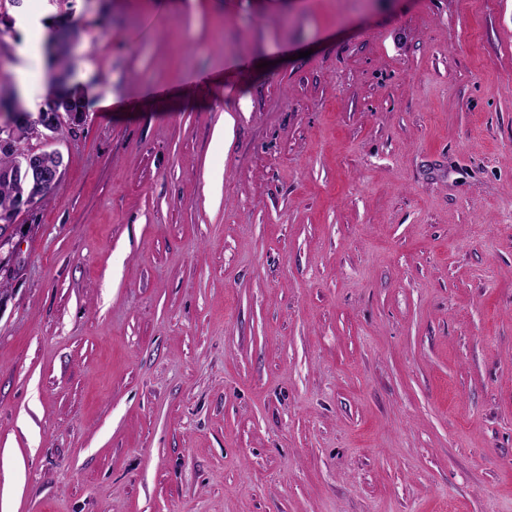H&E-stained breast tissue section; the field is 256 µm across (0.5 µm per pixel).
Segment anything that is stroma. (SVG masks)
Listing matches in <instances>:
<instances>
[{
    "label": "stroma",
    "instance_id": "35a3bbf8",
    "mask_svg": "<svg viewBox=\"0 0 512 512\" xmlns=\"http://www.w3.org/2000/svg\"><path fill=\"white\" fill-rule=\"evenodd\" d=\"M0 13V89L72 22L88 102L17 217L0 512H512V0Z\"/></svg>",
    "mask_w": 512,
    "mask_h": 512
}]
</instances>
